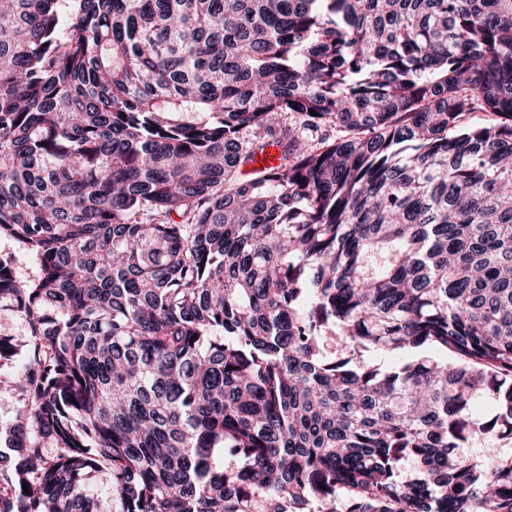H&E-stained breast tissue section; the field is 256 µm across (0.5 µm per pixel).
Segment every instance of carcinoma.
Listing matches in <instances>:
<instances>
[{"mask_svg": "<svg viewBox=\"0 0 512 512\" xmlns=\"http://www.w3.org/2000/svg\"><path fill=\"white\" fill-rule=\"evenodd\" d=\"M0 239V512H512V0H0ZM0 329L3 334L11 337L16 350V354L11 361H6L0 365L1 385H7L17 369L27 360L29 332L24 319L7 307L0 310Z\"/></svg>", "mask_w": 512, "mask_h": 512, "instance_id": "cac0c4a2", "label": "carcinoma"}]
</instances>
